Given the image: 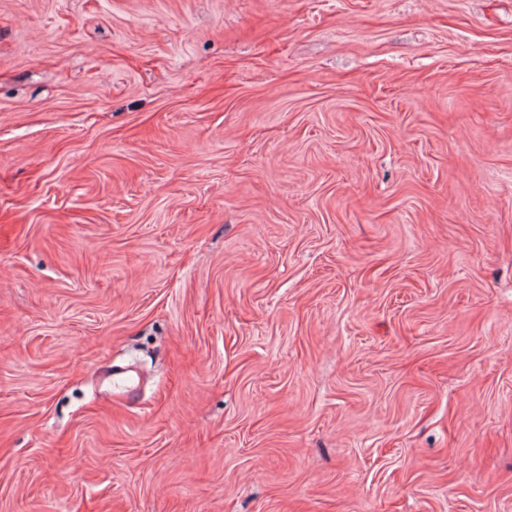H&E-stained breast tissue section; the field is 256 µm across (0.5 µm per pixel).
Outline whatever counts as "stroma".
<instances>
[{
	"label": "stroma",
	"mask_w": 512,
	"mask_h": 512,
	"mask_svg": "<svg viewBox=\"0 0 512 512\" xmlns=\"http://www.w3.org/2000/svg\"><path fill=\"white\" fill-rule=\"evenodd\" d=\"M0 512H512V0H0Z\"/></svg>",
	"instance_id": "35a3bbf8"
}]
</instances>
